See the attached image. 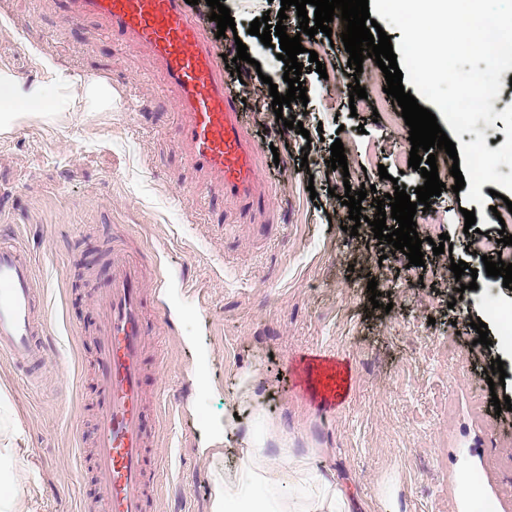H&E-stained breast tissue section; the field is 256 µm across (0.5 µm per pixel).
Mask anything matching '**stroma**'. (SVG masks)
<instances>
[{"mask_svg": "<svg viewBox=\"0 0 512 512\" xmlns=\"http://www.w3.org/2000/svg\"><path fill=\"white\" fill-rule=\"evenodd\" d=\"M222 2L236 23L225 36L206 0L196 11L216 48L243 43L252 58L229 83L276 197L271 228L261 216L179 196L200 175L175 131L176 95L143 47L115 40L100 19L63 18L56 0H0V72L33 84L50 62L79 82L112 77L109 109L83 111L77 90L52 120L0 129V233L31 252L50 316L37 383L0 355V419L10 421L0 451H19L25 512H89L100 494L83 466L93 451L99 321L90 290L108 288L120 243L165 280L172 313L155 327L164 361L146 380L159 397H183L159 430L155 451L170 466L156 512H210L212 470L256 441L273 457L283 448L306 456L346 492L350 512H448L457 498L464 512H488L490 492L499 512H512V463L503 461L512 411L491 402L512 397V351L485 305L492 293L500 311H512V290L468 249L465 199L448 187L431 197L430 234H447L453 249L427 256L419 279L404 278L406 255L368 224L344 232L346 189L382 187L383 168L407 194L423 185L401 163L409 126L369 110L352 115L338 89L348 56L322 33L303 37L297 57L305 112L274 113L261 78L279 80L285 64L248 29L281 2ZM290 115L304 134L285 129ZM337 140L344 171L329 164ZM452 259L477 277H455ZM477 319L490 345L477 343ZM312 348L352 362L353 388L331 413L310 406L289 378L291 360ZM495 358L507 377L491 387L485 372Z\"/></svg>", "mask_w": 512, "mask_h": 512, "instance_id": "obj_1", "label": "stroma"}]
</instances>
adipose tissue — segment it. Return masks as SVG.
Segmentation results:
<instances>
[{
    "label": "adipose tissue",
    "mask_w": 512,
    "mask_h": 512,
    "mask_svg": "<svg viewBox=\"0 0 512 512\" xmlns=\"http://www.w3.org/2000/svg\"><path fill=\"white\" fill-rule=\"evenodd\" d=\"M45 73L44 83L28 86L0 74V127L58 111L66 103L76 86L73 78L50 65ZM212 482L211 512H349L340 486L287 448L274 462L263 449H241L236 467L214 469Z\"/></svg>",
    "instance_id": "obj_1"
}]
</instances>
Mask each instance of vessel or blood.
I'll return each instance as SVG.
<instances>
[{"mask_svg": "<svg viewBox=\"0 0 512 512\" xmlns=\"http://www.w3.org/2000/svg\"><path fill=\"white\" fill-rule=\"evenodd\" d=\"M67 19L100 18L121 41L148 49L178 99V131L187 159L203 177L183 196L209 195L246 211L267 212L272 192L262 191L259 155L239 106L226 86V64L209 42L186 0H61ZM146 268L112 254L111 286L94 302L100 312L94 452L88 468L103 488L97 512H153L164 466L147 425V338L153 318L164 317L160 290H148ZM46 311L31 254L0 243V354L21 368L43 363ZM293 384L310 404L332 410L348 396L352 367L333 354L307 351L289 367Z\"/></svg>", "mask_w": 512, "mask_h": 512, "instance_id": "1", "label": "vessel or blood"}]
</instances>
